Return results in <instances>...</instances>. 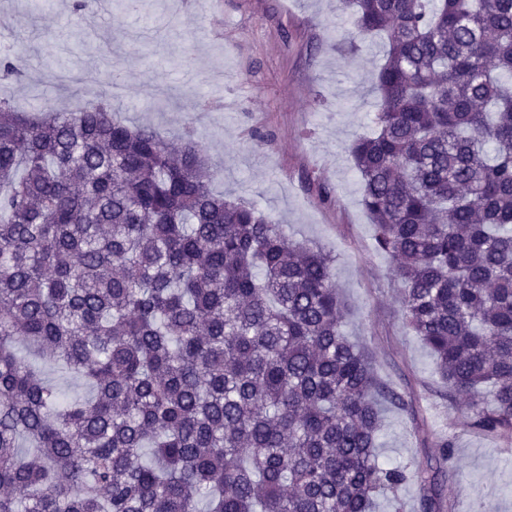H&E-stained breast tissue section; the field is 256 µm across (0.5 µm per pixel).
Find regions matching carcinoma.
<instances>
[{"label":"carcinoma","mask_w":512,"mask_h":512,"mask_svg":"<svg viewBox=\"0 0 512 512\" xmlns=\"http://www.w3.org/2000/svg\"><path fill=\"white\" fill-rule=\"evenodd\" d=\"M385 40L361 204L469 428L512 440V0H336ZM23 60L0 50V78ZM201 146L0 98V512H371L404 398L345 336L332 257L213 189ZM41 360L88 383L62 399Z\"/></svg>","instance_id":"carcinoma-1"}]
</instances>
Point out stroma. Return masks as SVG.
<instances>
[{
	"label": "stroma",
	"mask_w": 512,
	"mask_h": 512,
	"mask_svg": "<svg viewBox=\"0 0 512 512\" xmlns=\"http://www.w3.org/2000/svg\"><path fill=\"white\" fill-rule=\"evenodd\" d=\"M333 0H141L139 11L69 0L42 10L36 0H0V43L29 63L0 94L25 106L38 96L74 109L98 95L113 71L123 80L119 120L168 139L192 131L221 168L216 191L279 219L288 236L333 258L346 307L344 330L365 347L378 375L414 393V412L390 407L378 452L393 466L438 458L452 434L461 467L440 487L456 512H512V447L468 429L452 408L429 350L404 325L401 291L360 201L351 142L373 126L381 38L350 47L352 24ZM58 34L66 81H51L41 51ZM330 193L323 201L322 193Z\"/></svg>",
	"instance_id": "35a3bbf8"
}]
</instances>
